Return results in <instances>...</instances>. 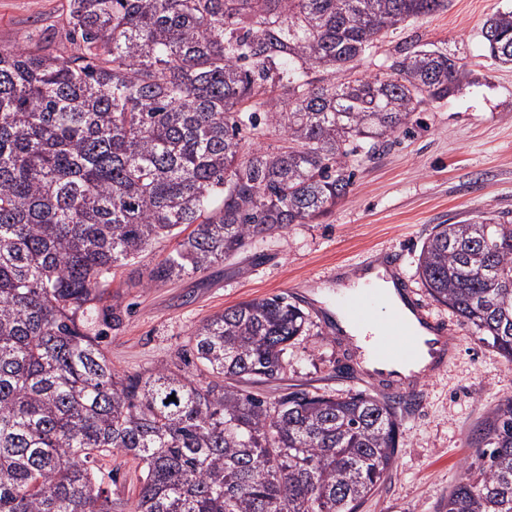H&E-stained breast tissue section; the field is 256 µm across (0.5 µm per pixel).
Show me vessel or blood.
I'll list each match as a JSON object with an SVG mask.
<instances>
[{
	"instance_id": "1",
	"label": "vessel or blood",
	"mask_w": 512,
	"mask_h": 512,
	"mask_svg": "<svg viewBox=\"0 0 512 512\" xmlns=\"http://www.w3.org/2000/svg\"><path fill=\"white\" fill-rule=\"evenodd\" d=\"M393 252L376 259L395 284L396 302L388 307L385 327L370 351L361 352L359 362L369 379L385 382L407 395L417 394L424 382L442 369L452 353L446 327L434 319L427 306L406 286ZM381 297L376 290L364 289L346 295L335 311L337 319L349 325H368Z\"/></svg>"
}]
</instances>
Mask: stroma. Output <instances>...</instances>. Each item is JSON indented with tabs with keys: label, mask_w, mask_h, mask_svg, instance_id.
Returning <instances> with one entry per match:
<instances>
[{
	"label": "stroma",
	"mask_w": 512,
	"mask_h": 512,
	"mask_svg": "<svg viewBox=\"0 0 512 512\" xmlns=\"http://www.w3.org/2000/svg\"><path fill=\"white\" fill-rule=\"evenodd\" d=\"M62 0H0V43L19 35L40 40ZM512 0H450L447 10L388 31L361 69L383 75L407 42L445 49L462 83L448 99L416 113L374 159L354 164L348 196L308 224H293L249 244L236 258L203 273L154 285L150 270L174 248L168 240L119 268L110 286L123 314L102 345L113 366L134 374L179 361L197 325L240 302L279 294L309 312L308 331L288 349L287 385L344 396L366 390L350 370V344L312 314L318 286L332 284L331 267L395 250L401 270L421 289L417 263L432 227L478 212L512 214V65L489 58L481 35ZM447 323L455 353L428 379L414 406L399 416L402 446L393 470L360 512H436L463 471L477 464L471 439L489 411L512 399V363L472 336L447 307L431 303ZM117 473L119 512H129L140 469L114 453L102 462Z\"/></svg>",
	"instance_id": "35a3bbf8"
}]
</instances>
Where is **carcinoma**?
<instances>
[{
    "label": "carcinoma",
    "instance_id": "carcinoma-1",
    "mask_svg": "<svg viewBox=\"0 0 512 512\" xmlns=\"http://www.w3.org/2000/svg\"><path fill=\"white\" fill-rule=\"evenodd\" d=\"M448 0H66L37 42L0 43V512H112L99 458L140 466L130 512H358L400 447L401 396L335 397L281 380L308 314L252 299L191 332L210 375L118 372L101 346L112 269L195 228L150 272L164 284L307 224L352 165L460 87L414 42L355 73L391 29ZM512 63V11L482 28ZM272 133L284 144L263 147ZM418 276L512 362V218L437 224ZM176 400H169V396ZM437 512H512V399L473 439Z\"/></svg>",
    "mask_w": 512,
    "mask_h": 512
}]
</instances>
